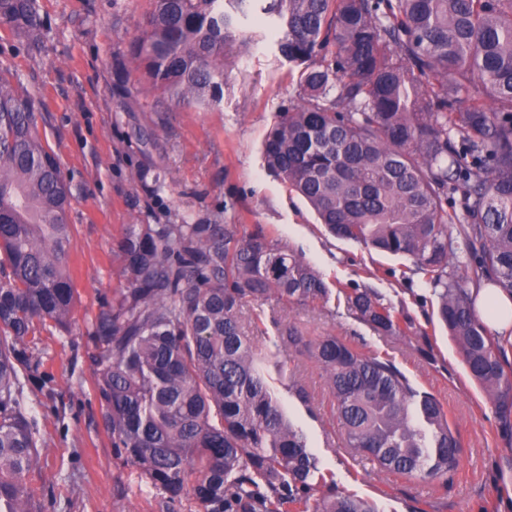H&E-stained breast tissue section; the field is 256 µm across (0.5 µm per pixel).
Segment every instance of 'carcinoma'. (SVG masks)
<instances>
[{
    "label": "carcinoma",
    "mask_w": 512,
    "mask_h": 512,
    "mask_svg": "<svg viewBox=\"0 0 512 512\" xmlns=\"http://www.w3.org/2000/svg\"><path fill=\"white\" fill-rule=\"evenodd\" d=\"M250 2L153 0L130 46L139 81L179 104L218 102L237 31L224 4L242 12ZM264 2L283 24L280 55L303 67L300 103L268 134L267 166L336 237L412 259L470 377L512 432V371L474 308L483 281L512 294V0ZM0 24L36 38V0H0ZM458 189L461 215L448 210ZM69 204L33 98L0 76V512H42L18 374L38 370L29 343L39 327L70 326ZM118 247L125 286L86 336L116 454L170 500L192 494L201 512H376L330 490L269 392L241 319L247 302L324 300L323 278L259 226L129 224ZM343 294L381 335L414 329L367 288ZM273 345L322 371L346 447L409 476L456 468L459 434L443 405L392 360L294 326Z\"/></svg>",
    "instance_id": "carcinoma-1"
}]
</instances>
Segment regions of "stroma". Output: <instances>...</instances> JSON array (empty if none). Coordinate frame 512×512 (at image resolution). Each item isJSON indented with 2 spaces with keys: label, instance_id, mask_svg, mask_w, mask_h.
Listing matches in <instances>:
<instances>
[{
  "label": "stroma",
  "instance_id": "35a3bbf8",
  "mask_svg": "<svg viewBox=\"0 0 512 512\" xmlns=\"http://www.w3.org/2000/svg\"><path fill=\"white\" fill-rule=\"evenodd\" d=\"M37 9V40L0 25V71L34 99L40 134L71 194V328L41 329L32 347L40 367L19 377L41 444L34 488L43 512H200L192 495L169 502L137 466L115 456L85 339L103 303L124 286L116 243L126 226L185 218L263 226L270 241L298 253L328 284L373 289L413 322L409 335H377L335 292L316 303L270 300L242 309L259 352L291 324L392 359L441 402L459 433L458 465L447 475L386 471L346 447L336 402L314 363L292 358L283 373L266 367L271 393L336 492L371 499L378 512H512V434L439 324L432 290L421 276H407L408 257L329 233L265 163L266 136L299 93L297 69L277 51L278 20L256 8L239 20L223 98L204 109L175 105L137 83L129 46L145 30L152 0H37ZM294 382L307 401L289 392Z\"/></svg>",
  "mask_w": 512,
  "mask_h": 512
}]
</instances>
